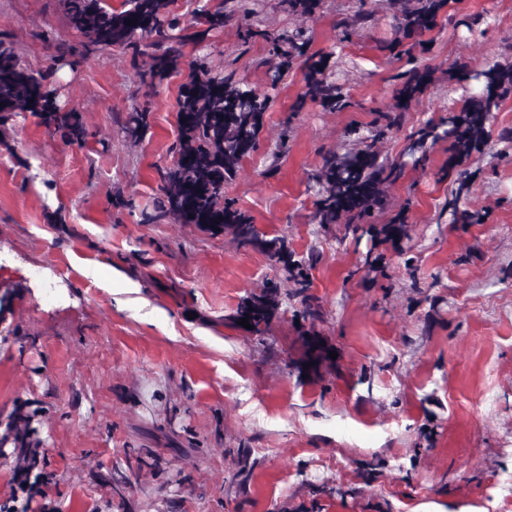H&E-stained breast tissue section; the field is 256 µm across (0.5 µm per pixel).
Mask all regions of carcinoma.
Segmentation results:
<instances>
[{
  "label": "carcinoma",
  "instance_id": "1",
  "mask_svg": "<svg viewBox=\"0 0 512 512\" xmlns=\"http://www.w3.org/2000/svg\"><path fill=\"white\" fill-rule=\"evenodd\" d=\"M397 2L395 37L381 49L392 54L415 37L417 41L404 50L408 56L414 47L425 46L420 36L437 27L440 12L452 0ZM264 3L265 0H215L212 7L202 10L191 21L172 12V0H125L119 8L109 6L105 0H59V7L68 26L80 36L86 53L121 47L131 52L134 61L140 57L148 59L145 68L137 71V82L142 87L154 88L189 68L179 93L176 158L171 166L159 170V196L151 211L141 213V223L170 220L192 224L205 232L216 226L238 248L265 254L280 269L284 281L293 284L292 290L285 292L278 282L268 281L241 299L230 321L237 327L240 319L248 318L252 328L247 333L262 342L273 322L292 312L300 325L302 354L298 361L289 362V367L300 375L318 377L322 370L338 365L337 360L329 357L333 347L315 330L323 311L319 299L309 293V274L320 256L311 251L299 257L286 236L261 233L253 217L226 196V187L257 150L271 91L297 61L304 65V85L293 111H302L309 99L320 101L334 112L350 108L352 102L329 64V55L312 50L308 29L295 27L271 32L260 27ZM321 3L322 0H279L284 11L305 18L312 17ZM131 20L136 24H129ZM373 22L372 12L357 10L339 23L340 39L349 38ZM229 25L237 26L245 45L257 38L270 44L271 58L262 61L269 66L265 91L251 87L230 66L209 67L203 56L186 62V45L203 52L208 49L209 33ZM68 53L64 45L55 46L49 72L36 74L26 67L14 43L0 41V123L29 113L39 118L47 130L61 133L68 144L85 143L88 129L82 112L60 105L48 82L56 62ZM456 69L457 74L476 81L478 91L458 111L449 112L448 117L438 122L430 120L406 134L399 157L381 158L376 143L402 131L404 112L433 84L431 72L416 66L392 76L396 82L395 102L378 111L371 135L361 139L356 148L324 152L320 167L311 175L316 188V223L323 229L332 225L341 228L342 242L349 238L358 242L368 237L372 246L363 267L383 277L386 265L385 254L378 251L381 246L405 256V266L410 268L413 263L405 249L410 226L404 211L386 224L373 221L375 210L385 205L387 187L404 177L407 161L417 164L425 160L429 150L441 141L450 143V168L483 153L488 146V125L494 112L504 97L512 95V57L480 68L458 63ZM121 127L127 139H140L148 127V113H127ZM469 193V174L463 170L458 174V187L448 200L451 223L482 222V215L470 209ZM306 363L310 364L307 369ZM17 422L14 415L0 420V425H4L0 444L12 445L16 467L25 471L33 456L45 453L46 449L31 447L33 429L27 424L21 431Z\"/></svg>",
  "mask_w": 512,
  "mask_h": 512
}]
</instances>
